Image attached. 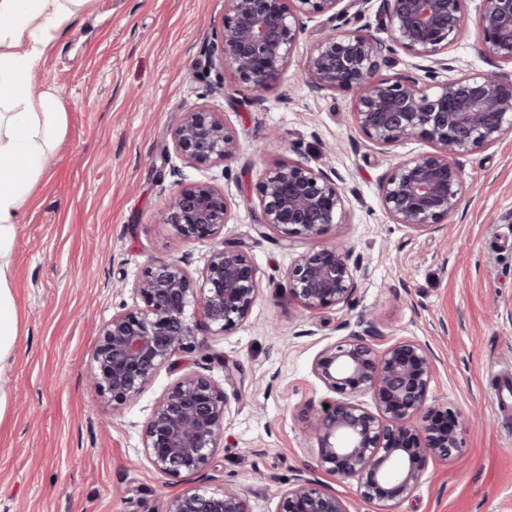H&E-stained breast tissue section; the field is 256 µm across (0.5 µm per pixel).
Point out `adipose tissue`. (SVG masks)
Listing matches in <instances>:
<instances>
[{
    "label": "adipose tissue",
    "mask_w": 512,
    "mask_h": 512,
    "mask_svg": "<svg viewBox=\"0 0 512 512\" xmlns=\"http://www.w3.org/2000/svg\"><path fill=\"white\" fill-rule=\"evenodd\" d=\"M86 2L0 0V373L19 334L12 288L17 226L66 125L57 92L32 95L30 80L47 47Z\"/></svg>",
    "instance_id": "ef3b65f1"
}]
</instances>
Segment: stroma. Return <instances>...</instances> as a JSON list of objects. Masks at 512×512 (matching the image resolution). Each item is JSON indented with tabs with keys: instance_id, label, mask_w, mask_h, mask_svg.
Masks as SVG:
<instances>
[{
	"instance_id": "1",
	"label": "stroma",
	"mask_w": 512,
	"mask_h": 512,
	"mask_svg": "<svg viewBox=\"0 0 512 512\" xmlns=\"http://www.w3.org/2000/svg\"><path fill=\"white\" fill-rule=\"evenodd\" d=\"M224 9V0H88L32 74L33 93L58 90L67 125L12 256L20 328L0 376L10 397L0 420V512H165L189 483L151 467L142 430L180 372L199 367L233 397L203 487L231 486L249 512H278L271 482L304 477L369 512L357 480L320 469L319 441L304 431L330 396L314 358L368 320L381 345L407 338L430 350L429 403L476 417L459 452L429 466L397 512H512V416L495 404L498 377L512 375V134L459 156L467 192L452 223L421 233L391 223L379 182L428 143L411 135L372 147L354 125L350 92L307 86L316 22L275 87L259 93L218 78L209 49ZM219 80L223 93H210ZM192 106L223 111L239 148L223 165L181 174L228 192L224 244L254 262L260 297L246 321L181 354L178 369H161L110 417L86 375L100 326L131 303L128 285L147 259L183 256L197 275L212 251L180 244L154 221L174 182L172 132ZM271 132L283 149L259 155ZM288 159L335 171L345 211L322 240L358 258L349 301L317 314L285 297V272L311 241L287 244L254 229L261 175Z\"/></svg>"
}]
</instances>
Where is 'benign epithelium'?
<instances>
[{"label":"benign epithelium","instance_id":"benign-epithelium-1","mask_svg":"<svg viewBox=\"0 0 512 512\" xmlns=\"http://www.w3.org/2000/svg\"><path fill=\"white\" fill-rule=\"evenodd\" d=\"M220 41L212 55L222 70L256 92L277 85L313 19H344L323 30L304 64L314 90L352 91L358 130L385 147L418 134L430 150L398 163L379 183L387 217L413 231L451 220L465 190L457 156L512 133V72L488 70L438 80L448 51L466 35L467 0H382L388 41L351 25L344 0H226ZM481 52L491 63L512 65V0H481ZM400 49L427 61L432 81L380 74L388 54ZM177 158L191 167L224 164L239 148L225 114L190 107L172 136ZM345 209L332 175L299 160L279 162L263 174L255 231L288 243L314 240L338 223ZM230 219L224 188L209 182L178 183L155 221L182 243L216 247L199 277L181 259H149L131 283L133 305L122 306L100 328L88 357L92 394L107 410L136 398L176 356L208 347V338L243 323L260 297L258 268L220 240ZM340 244H318L288 267V301L313 313L348 301L357 263ZM353 332L322 348L312 373L337 398L308 421L319 439V463L339 479H355L372 512H396L429 464L448 461L461 448L469 418L452 404L428 403L435 367L420 343ZM370 395L373 408L361 397ZM230 399L198 371L179 377L157 400L143 432L147 461L165 476L209 470L224 438ZM279 512H351L327 486L300 479L276 490ZM166 512H248L232 488L191 486Z\"/></svg>","mask_w":512,"mask_h":512}]
</instances>
